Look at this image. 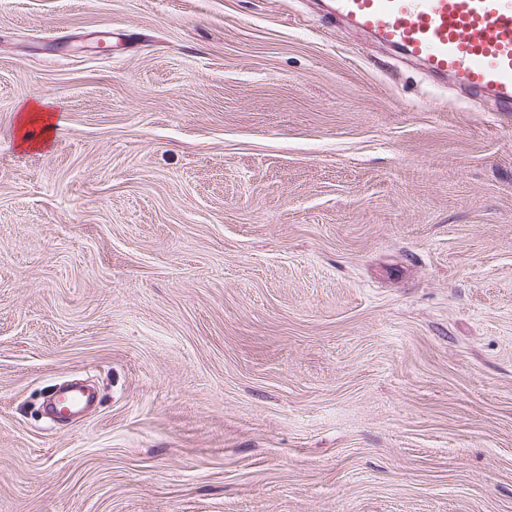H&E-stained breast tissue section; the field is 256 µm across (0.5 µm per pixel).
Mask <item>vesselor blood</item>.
I'll list each match as a JSON object with an SVG mask.
<instances>
[{"instance_id": "b4317fda", "label": "vessel or blood", "mask_w": 512, "mask_h": 512, "mask_svg": "<svg viewBox=\"0 0 512 512\" xmlns=\"http://www.w3.org/2000/svg\"><path fill=\"white\" fill-rule=\"evenodd\" d=\"M332 13L427 72L512 108V0H333Z\"/></svg>"}]
</instances>
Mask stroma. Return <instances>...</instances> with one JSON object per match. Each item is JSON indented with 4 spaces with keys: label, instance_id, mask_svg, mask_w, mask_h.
Listing matches in <instances>:
<instances>
[{
    "label": "stroma",
    "instance_id": "stroma-1",
    "mask_svg": "<svg viewBox=\"0 0 512 512\" xmlns=\"http://www.w3.org/2000/svg\"><path fill=\"white\" fill-rule=\"evenodd\" d=\"M320 2L0 0V512H512V112ZM47 105L45 101L35 98L26 103L19 111L17 127L21 146L34 148L44 146L51 139L56 129L55 114L46 108ZM35 124L40 125L38 135L29 130ZM88 402V396L80 390H58L53 395V405L57 409L60 404H65L62 411L65 413L77 412Z\"/></svg>",
    "mask_w": 512,
    "mask_h": 512
}]
</instances>
